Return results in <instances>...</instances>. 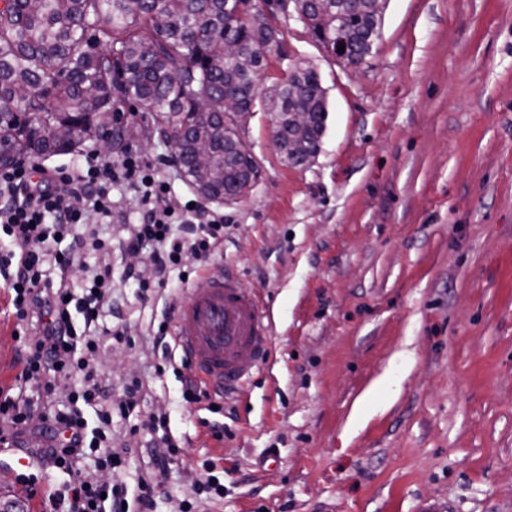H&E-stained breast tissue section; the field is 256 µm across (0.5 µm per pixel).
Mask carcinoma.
<instances>
[{"instance_id": "carcinoma-1", "label": "carcinoma", "mask_w": 512, "mask_h": 512, "mask_svg": "<svg viewBox=\"0 0 512 512\" xmlns=\"http://www.w3.org/2000/svg\"><path fill=\"white\" fill-rule=\"evenodd\" d=\"M300 2L311 33L339 39L351 63L373 54L386 0ZM252 0H0V147L51 157L96 137L101 116L137 102L174 140L181 170L204 198L234 192L253 162L232 147L224 99L251 110L257 74L280 50L279 32ZM238 45L224 54V43ZM283 159L295 115H307L302 148L320 149L327 97L303 62L271 90ZM210 147L194 163L199 142Z\"/></svg>"}]
</instances>
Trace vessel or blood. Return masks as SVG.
I'll use <instances>...</instances> for the list:
<instances>
[{"instance_id": "1", "label": "vessel or blood", "mask_w": 512, "mask_h": 512, "mask_svg": "<svg viewBox=\"0 0 512 512\" xmlns=\"http://www.w3.org/2000/svg\"><path fill=\"white\" fill-rule=\"evenodd\" d=\"M174 335L196 374L222 388L243 386L272 349L264 307L235 279L221 275L191 289Z\"/></svg>"}]
</instances>
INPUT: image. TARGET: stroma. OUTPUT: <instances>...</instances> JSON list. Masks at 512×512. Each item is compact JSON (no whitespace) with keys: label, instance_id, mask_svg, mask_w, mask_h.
I'll return each mask as SVG.
<instances>
[{"label":"stroma","instance_id":"1","mask_svg":"<svg viewBox=\"0 0 512 512\" xmlns=\"http://www.w3.org/2000/svg\"><path fill=\"white\" fill-rule=\"evenodd\" d=\"M280 30L283 52L312 63L327 91L308 167L283 160L271 114L255 111L237 132L258 181L209 202L170 165L152 117L122 107L172 196L223 214L224 237L207 265L184 254L166 287L142 293L151 251L123 253L138 216L114 185L117 210L97 227L111 254L88 250L80 264L112 266L94 360L105 389H142L112 429L127 459L99 477L131 491L151 478L153 512H177L209 475L224 497L208 512H512V0H387L359 65L327 56L295 19ZM219 272L269 308L273 351L245 386L201 381L188 404L194 371L173 337L151 332L175 317L170 290L188 297ZM24 328L0 292L2 384ZM151 414L166 415L179 453L143 429ZM66 479L0 453V512H37Z\"/></svg>","mask_w":512,"mask_h":512}]
</instances>
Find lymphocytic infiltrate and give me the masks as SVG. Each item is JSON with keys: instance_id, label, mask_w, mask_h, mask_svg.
<instances>
[{"instance_id": "obj_1", "label": "lymphocytic infiltrate", "mask_w": 512, "mask_h": 512, "mask_svg": "<svg viewBox=\"0 0 512 512\" xmlns=\"http://www.w3.org/2000/svg\"><path fill=\"white\" fill-rule=\"evenodd\" d=\"M119 181L132 187L140 212L125 248L154 245L157 287H164L167 269L179 265L183 250L208 262L224 229L223 215L199 210L191 238L173 241L175 222L191 217L171 197L156 166L131 145L122 146L115 159L88 155L82 167L47 169L29 160L0 166V235L10 243L7 252L0 253V278L16 319L32 317L38 324L37 330L19 338L21 369L15 380L40 392L39 398L23 399L12 395L10 387L0 386V447H19L32 411H40L44 457L71 476L59 493L41 501L42 512H131L134 504L146 512L154 491L150 480L141 479L131 501L126 487L101 483L93 473L76 470L86 459L96 469L122 466L124 459L112 446V421L129 414L140 391L134 383L119 400L103 401L96 370L86 356L99 348L91 328L112 297V271L105 266L86 277L72 275L84 247L107 251L105 240L83 235L81 229L91 219L111 217L112 187ZM67 238L74 240L73 250H53L54 242ZM50 263L60 271L55 285L43 278ZM59 386L65 389V408L46 407L45 397Z\"/></svg>"}]
</instances>
